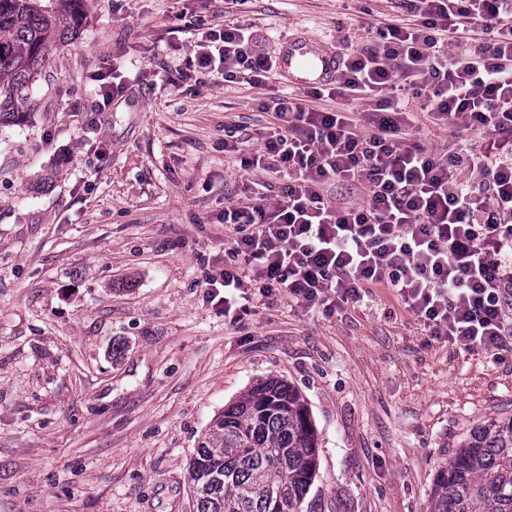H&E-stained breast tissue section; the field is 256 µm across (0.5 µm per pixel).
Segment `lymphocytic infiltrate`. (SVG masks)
I'll list each match as a JSON object with an SVG mask.
<instances>
[{"mask_svg": "<svg viewBox=\"0 0 512 512\" xmlns=\"http://www.w3.org/2000/svg\"><path fill=\"white\" fill-rule=\"evenodd\" d=\"M421 2L413 23L376 24L333 83L276 98L278 127L241 166L285 181L225 206L210 285L312 311L385 288L429 335L492 355L512 334V0ZM193 39L198 71L227 82L261 87L277 67L242 26ZM420 114L455 144L414 141ZM332 182L363 185V202L328 203Z\"/></svg>", "mask_w": 512, "mask_h": 512, "instance_id": "lymphocytic-infiltrate-1", "label": "lymphocytic infiltrate"}]
</instances>
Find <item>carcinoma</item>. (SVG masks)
Instances as JSON below:
<instances>
[{"mask_svg": "<svg viewBox=\"0 0 512 512\" xmlns=\"http://www.w3.org/2000/svg\"><path fill=\"white\" fill-rule=\"evenodd\" d=\"M0 0V125L24 119L29 83L75 38L79 4ZM317 469V433L301 394L278 379L224 409L190 461L193 512H301ZM430 512H512V417L489 418L435 482Z\"/></svg>", "mask_w": 512, "mask_h": 512, "instance_id": "obj_1", "label": "carcinoma"}]
</instances>
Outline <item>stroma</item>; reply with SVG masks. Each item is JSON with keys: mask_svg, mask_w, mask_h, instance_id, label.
<instances>
[{"mask_svg": "<svg viewBox=\"0 0 512 512\" xmlns=\"http://www.w3.org/2000/svg\"><path fill=\"white\" fill-rule=\"evenodd\" d=\"M420 0H84L83 22L0 127V512H193L189 464L215 416L269 378L319 436L302 512H427L436 475L486 419L512 416V335L490 356L427 335L392 293L330 314L239 301L224 152L277 124L281 75L256 88L189 68L185 21L250 28L276 55L297 31L366 38ZM126 90L99 109L96 74Z\"/></svg>", "mask_w": 512, "mask_h": 512, "instance_id": "obj_1", "label": "stroma"}]
</instances>
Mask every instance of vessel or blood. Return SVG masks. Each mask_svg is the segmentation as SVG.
I'll return each instance as SVG.
<instances>
[{
  "mask_svg": "<svg viewBox=\"0 0 512 512\" xmlns=\"http://www.w3.org/2000/svg\"><path fill=\"white\" fill-rule=\"evenodd\" d=\"M277 57L281 75L299 89L331 84L339 70L335 50L303 32L282 41Z\"/></svg>",
  "mask_w": 512,
  "mask_h": 512,
  "instance_id": "b4317fda",
  "label": "vessel or blood"
}]
</instances>
